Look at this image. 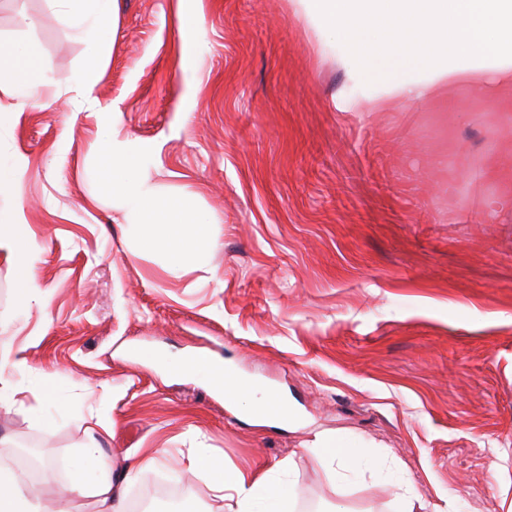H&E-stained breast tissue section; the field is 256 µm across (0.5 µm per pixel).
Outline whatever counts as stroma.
Returning <instances> with one entry per match:
<instances>
[{"label":"stroma","mask_w":512,"mask_h":512,"mask_svg":"<svg viewBox=\"0 0 512 512\" xmlns=\"http://www.w3.org/2000/svg\"><path fill=\"white\" fill-rule=\"evenodd\" d=\"M202 13L198 36L180 10ZM0 39L27 43L50 77L24 109L0 91V156L23 173L5 195L40 253V294L17 300L0 258V365L18 390L0 408L8 447L33 445L60 503L90 436L127 474L185 487L181 512H229L206 454L296 486L292 512H393L392 487L512 512V141L492 99L361 110L375 73L324 48L291 0H118L105 54L48 0H0ZM103 69L95 103L73 76ZM162 197L214 214L216 248L179 270L143 249L98 179L104 111ZM223 362L288 404L292 423L252 424L176 355ZM111 433H104V425ZM349 435L382 459L343 484L306 445ZM164 454L155 464L154 449ZM499 471H492L491 461Z\"/></svg>","instance_id":"obj_1"}]
</instances>
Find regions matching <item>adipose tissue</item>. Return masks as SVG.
<instances>
[{"mask_svg": "<svg viewBox=\"0 0 512 512\" xmlns=\"http://www.w3.org/2000/svg\"><path fill=\"white\" fill-rule=\"evenodd\" d=\"M75 32L104 47L111 39L110 23L117 0H53ZM330 41L357 51L363 66L374 70L384 84L382 96L371 108L392 102L441 100L447 86L464 84L486 98L512 104V0H294ZM46 78L29 45L0 40V89L18 106H25ZM100 179L106 192L137 221L142 245L162 251L177 269L199 259L217 245L211 228L214 215L191 209L176 197H158L140 175L127 141L113 124L102 131ZM0 254L18 273L21 301L37 297L41 289L34 276L38 252L21 210L0 206ZM312 448L335 464L337 480H348L360 467L381 470L379 459L364 458L345 435L316 436ZM102 448L90 439L75 462L70 480L59 486L62 497L93 495L96 512H125L123 480L102 469ZM197 466L227 493L230 512H285L295 495L292 484L269 475L253 476L225 469L215 459ZM0 512H46L34 498L23 474L0 463Z\"/></svg>", "mask_w": 512, "mask_h": 512, "instance_id": "obj_1", "label": "adipose tissue"}]
</instances>
